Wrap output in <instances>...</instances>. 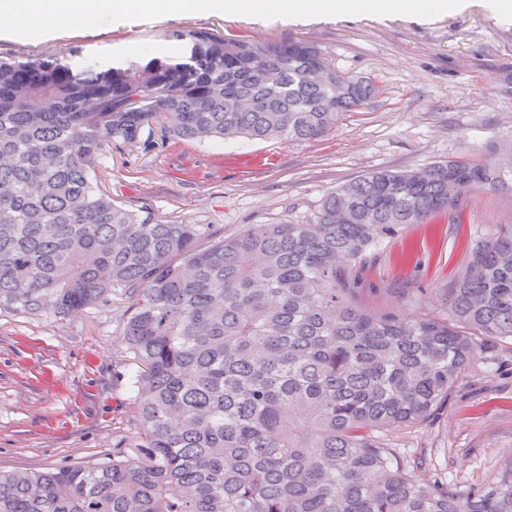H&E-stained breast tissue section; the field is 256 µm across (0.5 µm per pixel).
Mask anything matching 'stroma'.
Masks as SVG:
<instances>
[{"label":"stroma","instance_id":"35a3bbf8","mask_svg":"<svg viewBox=\"0 0 512 512\" xmlns=\"http://www.w3.org/2000/svg\"><path fill=\"white\" fill-rule=\"evenodd\" d=\"M191 30L259 41L313 42L346 76L380 86L319 140L194 142L161 123L103 159L101 187L156 219L213 225L311 224L327 193L376 168L419 170L484 158L512 145V21L491 0L453 11L288 18L165 12L98 20L30 41L0 34V58L79 54L145 61L179 49ZM512 224V191H475L454 212L408 224L368 250L358 299L380 312L435 314L468 262L472 240ZM132 301L113 293L59 317L0 310V471L111 461L135 434L134 361L122 342ZM409 472L470 492L512 465V341L487 348L427 422L390 435Z\"/></svg>","mask_w":512,"mask_h":512}]
</instances>
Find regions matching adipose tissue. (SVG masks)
I'll use <instances>...</instances> for the list:
<instances>
[{"label":"adipose tissue","mask_w":512,"mask_h":512,"mask_svg":"<svg viewBox=\"0 0 512 512\" xmlns=\"http://www.w3.org/2000/svg\"><path fill=\"white\" fill-rule=\"evenodd\" d=\"M461 0H0V33L20 39L45 38L52 31L112 14L164 11L181 14H231L246 9L256 15L328 14L339 10L365 15L427 14L458 8Z\"/></svg>","instance_id":"obj_1"}]
</instances>
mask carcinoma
Wrapping results in <instances>:
<instances>
[{"mask_svg":"<svg viewBox=\"0 0 512 512\" xmlns=\"http://www.w3.org/2000/svg\"><path fill=\"white\" fill-rule=\"evenodd\" d=\"M145 63L0 60V309L134 299L136 436L98 465L0 472V512H512V468L477 493L407 472L389 431L448 400L512 340V224L472 243L440 316L357 297L365 253L476 190H512V155L373 169L314 224L162 222L97 170L154 121L186 141L316 140L375 93L311 42L189 31Z\"/></svg>","mask_w":512,"mask_h":512,"instance_id":"1","label":"carcinoma"}]
</instances>
